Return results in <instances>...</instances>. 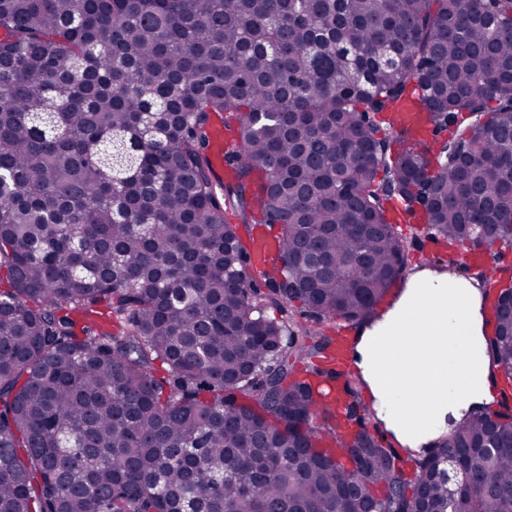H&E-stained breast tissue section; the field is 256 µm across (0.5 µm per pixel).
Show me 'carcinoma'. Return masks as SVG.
Wrapping results in <instances>:
<instances>
[{
  "mask_svg": "<svg viewBox=\"0 0 512 512\" xmlns=\"http://www.w3.org/2000/svg\"><path fill=\"white\" fill-rule=\"evenodd\" d=\"M395 200L512 244V0H0V512H512L511 418L407 480L357 384L346 438L317 403L309 320L406 278ZM483 443L448 497L436 462ZM249 245L254 258L252 271L254 275L261 276L269 269L272 259L279 254L278 232L264 227L254 232Z\"/></svg>",
  "mask_w": 512,
  "mask_h": 512,
  "instance_id": "obj_1",
  "label": "carcinoma"
}]
</instances>
